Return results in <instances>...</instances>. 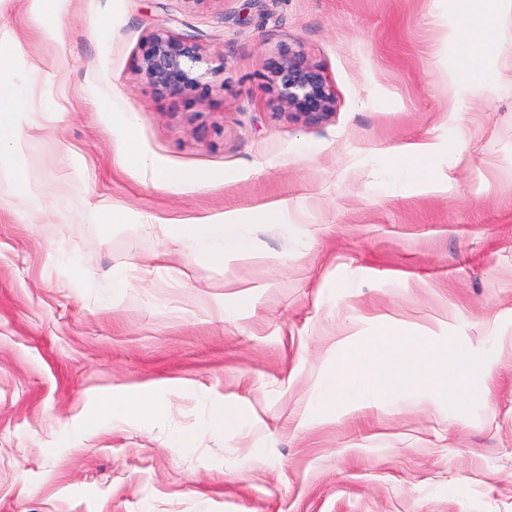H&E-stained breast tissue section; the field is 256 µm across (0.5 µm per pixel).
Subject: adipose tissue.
Segmentation results:
<instances>
[{
	"instance_id": "ef3b65f1",
	"label": "adipose tissue",
	"mask_w": 512,
	"mask_h": 512,
	"mask_svg": "<svg viewBox=\"0 0 512 512\" xmlns=\"http://www.w3.org/2000/svg\"><path fill=\"white\" fill-rule=\"evenodd\" d=\"M484 20L472 27L465 42L467 56L480 62L495 37L498 18L512 12V0H482ZM40 123L39 113L29 111L25 88L7 67L0 65V158L22 152L27 145L24 128ZM243 216L228 215L220 222L183 225L174 235L176 241L209 265L221 267L229 261L224 236L228 228L242 224ZM432 336L416 334L409 326L389 322L373 328L370 334L354 337L344 348L342 363L330 379L331 386H346L350 400L357 403L367 398L380 399L411 388L424 370L423 357ZM390 349L397 354V363L387 370L368 364L366 355L372 349ZM161 414V406L149 387H117L102 392L92 414L85 416L88 430L102 427L153 423Z\"/></svg>"
}]
</instances>
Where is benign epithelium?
<instances>
[{
	"label": "benign epithelium",
	"instance_id": "7a95c632",
	"mask_svg": "<svg viewBox=\"0 0 512 512\" xmlns=\"http://www.w3.org/2000/svg\"><path fill=\"white\" fill-rule=\"evenodd\" d=\"M203 57L190 38L167 30L151 34L143 43L138 71L159 90L183 95L198 89L204 74L199 72ZM281 106L298 119L319 121L330 114L334 98L321 70L303 62L296 54L288 56L274 71Z\"/></svg>",
	"mask_w": 512,
	"mask_h": 512
}]
</instances>
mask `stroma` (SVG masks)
Returning a JSON list of instances; mask_svg holds the SVG:
<instances>
[{
    "label": "stroma",
    "mask_w": 512,
    "mask_h": 512,
    "mask_svg": "<svg viewBox=\"0 0 512 512\" xmlns=\"http://www.w3.org/2000/svg\"><path fill=\"white\" fill-rule=\"evenodd\" d=\"M480 12L62 0L52 39L25 0L0 6V61L36 70L43 115L37 148L0 166V512H512V14L479 70L448 39ZM160 29L196 41L205 90L138 73ZM290 52L321 69L329 117L281 109ZM129 134L188 181L127 165ZM283 201L284 223L226 234L243 263L169 235ZM383 322L441 337L416 393L316 412L343 347ZM135 384L156 422L85 431L100 392Z\"/></svg>",
    "instance_id": "1"
}]
</instances>
